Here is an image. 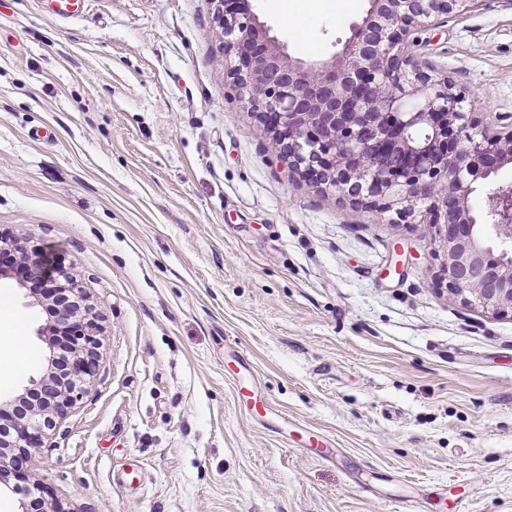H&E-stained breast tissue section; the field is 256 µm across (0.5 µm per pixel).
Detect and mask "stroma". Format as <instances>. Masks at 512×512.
Listing matches in <instances>:
<instances>
[{"instance_id": "obj_1", "label": "stroma", "mask_w": 512, "mask_h": 512, "mask_svg": "<svg viewBox=\"0 0 512 512\" xmlns=\"http://www.w3.org/2000/svg\"><path fill=\"white\" fill-rule=\"evenodd\" d=\"M330 60L366 0H251ZM213 0H0V233L87 289L92 389L30 479L65 512H512V314L449 298L399 223L293 173L224 69ZM408 51L512 128V0ZM0 278L35 352L49 323ZM238 369L271 412L247 410Z\"/></svg>"}]
</instances>
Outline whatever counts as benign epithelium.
Listing matches in <instances>:
<instances>
[{
  "label": "benign epithelium",
  "mask_w": 512,
  "mask_h": 512,
  "mask_svg": "<svg viewBox=\"0 0 512 512\" xmlns=\"http://www.w3.org/2000/svg\"><path fill=\"white\" fill-rule=\"evenodd\" d=\"M214 2L227 73L291 171L321 193H340L381 214L426 205L449 297L486 313L512 311V185L498 182L512 166V131L476 130L466 96L405 52L415 30L472 0H368L342 50L316 64L291 57L256 12ZM486 220L495 245L485 237ZM10 252L27 265L25 277L40 280L30 289L37 302L64 301L62 335L38 331L48 349L43 371L25 394L0 398L2 419L25 396H37L0 436V486L20 496L17 512H30L22 491L41 488L28 483V464L46 432L93 385L100 327L74 310L86 291L70 276L51 271L21 240L0 235V254ZM58 344L70 348L64 371L55 365ZM12 476L25 485L10 484Z\"/></svg>",
  "instance_id": "1"
}]
</instances>
